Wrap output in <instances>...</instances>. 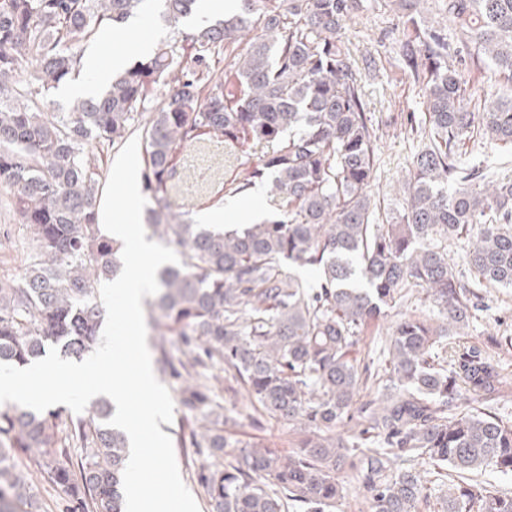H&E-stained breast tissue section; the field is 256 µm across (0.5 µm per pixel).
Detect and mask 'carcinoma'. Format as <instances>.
Segmentation results:
<instances>
[{"label":"carcinoma","mask_w":512,"mask_h":512,"mask_svg":"<svg viewBox=\"0 0 512 512\" xmlns=\"http://www.w3.org/2000/svg\"><path fill=\"white\" fill-rule=\"evenodd\" d=\"M144 0H0V185L34 249L19 281H0V363L24 368L51 347L81 360L101 340L106 312L97 285L122 270L123 243L100 234L102 155L140 131L142 182L152 203L151 235L175 247L177 266L157 272L149 303L164 374L179 381L189 414L183 448L226 466H202L208 512H331L343 498L339 474L358 470L368 512H419L430 505L406 458L428 459L464 475L486 468L512 474V422L479 410L509 385L484 347L463 340L479 291L462 279L448 239L463 241L462 261L480 285L512 286V178L493 181L462 161L474 135L512 146V98L479 113L465 101L473 85L461 49L474 45L512 82V0H443L456 32L421 26L422 0H397L403 68L424 90V121L410 131L430 145L402 185L404 203L383 216L369 194L377 134L366 112L340 31L357 0H241L240 10L204 22L124 69L101 93L46 112L45 92L81 71L78 48L104 27L118 28ZM174 20L198 0H164ZM235 56L232 90L211 71L214 56ZM31 70L18 77L19 67ZM168 88L151 112L154 92ZM208 134L249 159L225 187L256 186L277 199L270 220L219 230L187 224L169 193L176 153ZM318 271L308 285L291 269ZM419 288L437 317L404 315L391 325L378 363L353 348L373 322ZM185 346L174 358L168 337ZM249 399V409L301 433L283 454L239 438L203 382L208 364ZM106 397L63 424V410L0 407V512H38L30 471L73 500L74 512H125L122 473L129 440L107 425ZM82 449L81 466L69 449ZM437 512H512V494L460 480L436 498Z\"/></svg>","instance_id":"carcinoma-1"}]
</instances>
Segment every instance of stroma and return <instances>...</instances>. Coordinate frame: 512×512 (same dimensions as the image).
I'll return each mask as SVG.
<instances>
[{
    "instance_id": "obj_1",
    "label": "stroma",
    "mask_w": 512,
    "mask_h": 512,
    "mask_svg": "<svg viewBox=\"0 0 512 512\" xmlns=\"http://www.w3.org/2000/svg\"><path fill=\"white\" fill-rule=\"evenodd\" d=\"M399 12L394 0H361L358 11L347 20L341 31V41L360 78L365 101L378 128L375 169L370 194L382 210L401 208L403 197L399 189L407 178L414 156L425 147L426 139L411 134L408 115L424 117V98L421 86L405 71L400 61L401 33ZM184 21L169 20L163 0H147L139 16L136 37L116 33L112 42L94 37L87 42L83 53H96L101 60L121 53L128 60L140 56L138 41L155 46L171 41L185 31ZM469 78L477 92L468 102L470 111H482L499 98L512 97V84L501 79L488 65L471 69ZM178 171L177 186L172 196L173 210L182 213L187 222H195L198 212L225 208L228 197L225 184L236 181L242 174L241 166L228 159L224 139L208 135L201 142L180 150L175 159ZM9 189L0 187V280H18L32 241L24 225L19 224L10 202ZM481 304L469 323L467 339L486 346L488 353L499 362L504 374L512 378V346L491 344L494 336H512V288H481ZM217 401L229 417L232 430L256 443L289 449L298 438L293 427L266 421L253 423L245 416L247 400L236 391L234 383L224 376V370L215 366L205 372ZM182 479L195 498L199 508H206L207 499L198 482L201 465H226L229 456L210 457L207 451L179 448L175 451Z\"/></svg>"
}]
</instances>
